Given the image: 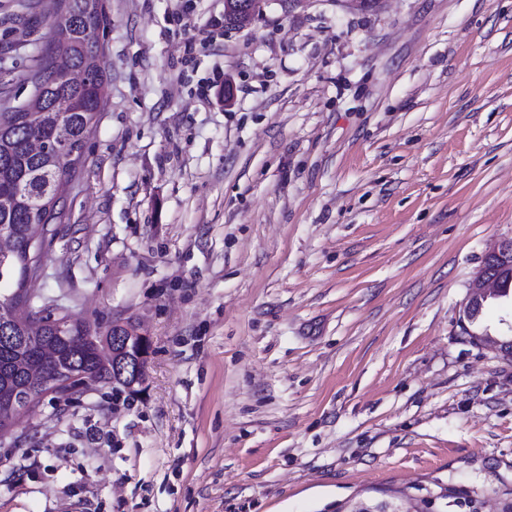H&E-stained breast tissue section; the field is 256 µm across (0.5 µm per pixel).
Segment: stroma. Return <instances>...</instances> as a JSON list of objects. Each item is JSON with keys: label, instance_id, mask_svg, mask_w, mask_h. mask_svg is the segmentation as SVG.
<instances>
[{"label": "stroma", "instance_id": "stroma-1", "mask_svg": "<svg viewBox=\"0 0 512 512\" xmlns=\"http://www.w3.org/2000/svg\"><path fill=\"white\" fill-rule=\"evenodd\" d=\"M104 6L100 121L34 287L143 325L146 380L31 409L0 512H337L437 483L496 512L512 357L461 316L512 238V0H265L244 28L224 0ZM55 9L0 0V88Z\"/></svg>", "mask_w": 512, "mask_h": 512}]
</instances>
